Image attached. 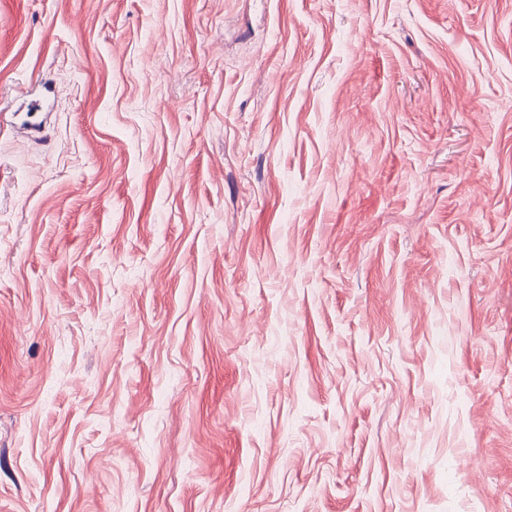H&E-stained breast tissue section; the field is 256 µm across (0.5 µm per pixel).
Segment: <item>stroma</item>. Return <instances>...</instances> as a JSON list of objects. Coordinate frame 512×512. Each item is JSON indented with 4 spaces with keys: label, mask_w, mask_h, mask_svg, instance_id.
I'll use <instances>...</instances> for the list:
<instances>
[{
    "label": "stroma",
    "mask_w": 512,
    "mask_h": 512,
    "mask_svg": "<svg viewBox=\"0 0 512 512\" xmlns=\"http://www.w3.org/2000/svg\"><path fill=\"white\" fill-rule=\"evenodd\" d=\"M0 512H512V0H0Z\"/></svg>",
    "instance_id": "1"
}]
</instances>
